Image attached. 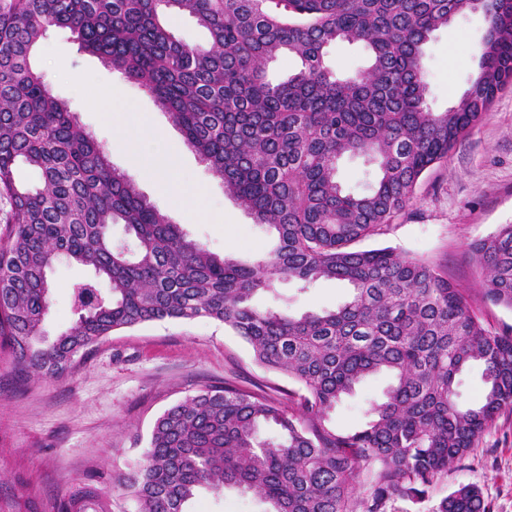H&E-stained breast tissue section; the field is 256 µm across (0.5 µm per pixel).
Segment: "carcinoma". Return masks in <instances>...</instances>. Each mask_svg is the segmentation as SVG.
I'll return each instance as SVG.
<instances>
[{"mask_svg":"<svg viewBox=\"0 0 512 512\" xmlns=\"http://www.w3.org/2000/svg\"><path fill=\"white\" fill-rule=\"evenodd\" d=\"M484 9L477 70L434 112L424 48L474 0H0V345L21 368L61 379L116 330L207 318L293 384L277 400L226 378L166 410L127 477L138 512H189L200 491L228 488L253 493L264 512H387L394 499H425L512 408V336L488 330L429 263L355 248L389 231L424 172L512 87V0ZM171 12L208 41H183L165 24ZM52 26L155 95L224 192L274 232L266 258L246 265L208 251L112 166L33 65ZM340 42L367 53L342 77L324 60ZM280 56L299 61L286 79L269 74ZM357 154L375 170L362 190L337 178L339 161ZM22 164L36 185L20 182ZM114 224L136 251L112 243ZM469 248L486 296L512 308V224ZM62 257L95 278L74 284L75 322L50 340L48 274ZM280 278L334 279L351 292L299 317L251 306ZM474 365L484 392L462 405L459 378ZM381 373L391 383L365 424L337 430L336 406ZM262 424L277 427L276 440L257 441ZM435 512L486 509L461 486Z\"/></svg>","mask_w":512,"mask_h":512,"instance_id":"cac0c4a2","label":"carcinoma"}]
</instances>
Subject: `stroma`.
I'll return each instance as SVG.
<instances>
[{
	"mask_svg": "<svg viewBox=\"0 0 512 512\" xmlns=\"http://www.w3.org/2000/svg\"><path fill=\"white\" fill-rule=\"evenodd\" d=\"M484 30L483 17L469 14L433 34L423 58L432 111H445L466 88ZM34 64L105 147L113 167L189 238L243 264L266 256L274 245L268 226L255 223L225 194L221 179L187 147L150 93L82 51L66 28L48 29ZM111 85L120 90L119 108L139 117L133 134L154 136L156 154L174 155L182 182L207 189L204 219L178 210L146 177L145 162L132 161L118 147V127L103 118L97 99L99 89ZM505 224H512V87L497 96L447 161L423 175L390 231L361 246H389L432 264L461 288L489 330L512 334V309L486 299L481 271L468 250ZM91 276L86 267L64 259L56 263L43 321L46 336L73 324L72 286ZM348 295L341 281L320 280L304 288L279 280L252 303L298 316L335 308ZM228 377L249 387L289 385L286 377L257 364L234 331L209 319L149 322L113 332L77 357L63 379L23 377L9 351L0 348V512H62L87 489L95 491L103 512H138L133 491L120 480L141 458L156 420L178 401ZM389 382L385 375L370 377L345 397L333 414L337 428L360 427ZM463 485L479 490L486 512H512V409L502 411L422 503L397 499L388 512H433L442 497ZM190 509L263 512L264 506L249 493L203 491Z\"/></svg>",
	"mask_w": 512,
	"mask_h": 512,
	"instance_id": "1",
	"label": "stroma"
}]
</instances>
